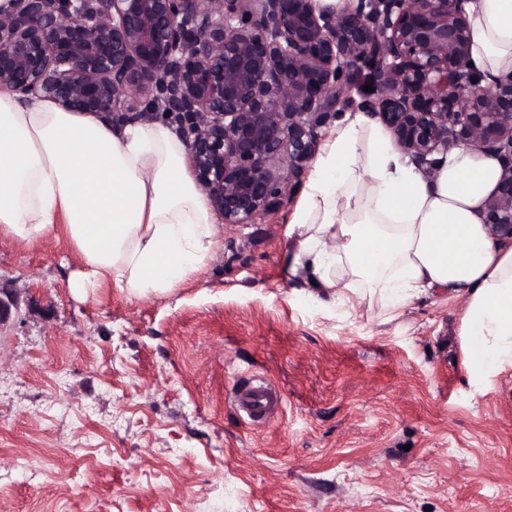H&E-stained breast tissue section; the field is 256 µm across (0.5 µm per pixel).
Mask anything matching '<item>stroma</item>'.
<instances>
[{
  "label": "stroma",
  "mask_w": 512,
  "mask_h": 512,
  "mask_svg": "<svg viewBox=\"0 0 512 512\" xmlns=\"http://www.w3.org/2000/svg\"><path fill=\"white\" fill-rule=\"evenodd\" d=\"M294 207L217 225L198 276L138 301L75 290L65 231L0 235V512H512V372L469 386L465 298L316 302ZM251 377L283 396L264 426L232 402Z\"/></svg>",
  "instance_id": "1"
}]
</instances>
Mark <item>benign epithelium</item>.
Listing matches in <instances>:
<instances>
[{
	"instance_id": "benign-epithelium-1",
	"label": "benign epithelium",
	"mask_w": 512,
	"mask_h": 512,
	"mask_svg": "<svg viewBox=\"0 0 512 512\" xmlns=\"http://www.w3.org/2000/svg\"><path fill=\"white\" fill-rule=\"evenodd\" d=\"M463 3L11 0L0 91L114 124L172 120L212 209L249 224L291 194L365 71L361 107L426 175L461 146L500 161L484 224L512 243V80L481 85Z\"/></svg>"
}]
</instances>
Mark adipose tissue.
<instances>
[{"label":"adipose tissue","mask_w":512,"mask_h":512,"mask_svg":"<svg viewBox=\"0 0 512 512\" xmlns=\"http://www.w3.org/2000/svg\"><path fill=\"white\" fill-rule=\"evenodd\" d=\"M470 60L485 80L512 77V0H468ZM498 161L461 147L425 177L366 112L328 131L290 220L291 271L358 310L363 280L384 310L445 290L466 299L458 338L468 382L512 370V245L490 238L484 205ZM219 216L165 118L112 127L49 98L0 92V233L37 244L64 228L81 262L74 280L139 299L199 274L219 249ZM348 267L353 281L336 273Z\"/></svg>","instance_id":"adipose-tissue-1"}]
</instances>
